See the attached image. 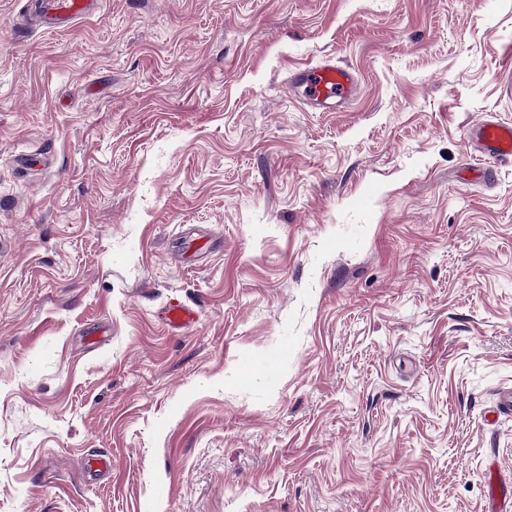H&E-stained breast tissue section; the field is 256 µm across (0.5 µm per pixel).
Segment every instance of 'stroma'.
<instances>
[{
    "mask_svg": "<svg viewBox=\"0 0 512 512\" xmlns=\"http://www.w3.org/2000/svg\"><path fill=\"white\" fill-rule=\"evenodd\" d=\"M25 9L0 0V512H484L512 161L468 132L512 122V0ZM327 56L360 92L306 111L288 75ZM98 1L35 0L28 5L27 19L46 32L69 28L91 17ZM199 317L198 310L178 299L167 302L160 312V319L165 327L173 332L178 333L193 326Z\"/></svg>",
    "mask_w": 512,
    "mask_h": 512,
    "instance_id": "1",
    "label": "stroma"
}]
</instances>
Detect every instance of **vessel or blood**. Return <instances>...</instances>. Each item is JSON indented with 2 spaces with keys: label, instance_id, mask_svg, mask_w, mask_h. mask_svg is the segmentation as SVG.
Here are the masks:
<instances>
[{
  "label": "vessel or blood",
  "instance_id": "vessel-or-blood-1",
  "mask_svg": "<svg viewBox=\"0 0 512 512\" xmlns=\"http://www.w3.org/2000/svg\"><path fill=\"white\" fill-rule=\"evenodd\" d=\"M98 0H31L27 17L46 32L69 28L92 16ZM293 97L315 112H332L347 106L358 94L355 72L326 57L313 66L293 70L288 78ZM482 153L495 159L512 160V124L484 121L478 128ZM199 317L198 310L178 299L167 302L160 319L174 333L189 329ZM504 483L496 468L487 471L485 504L488 512H512L506 508Z\"/></svg>",
  "mask_w": 512,
  "mask_h": 512
}]
</instances>
